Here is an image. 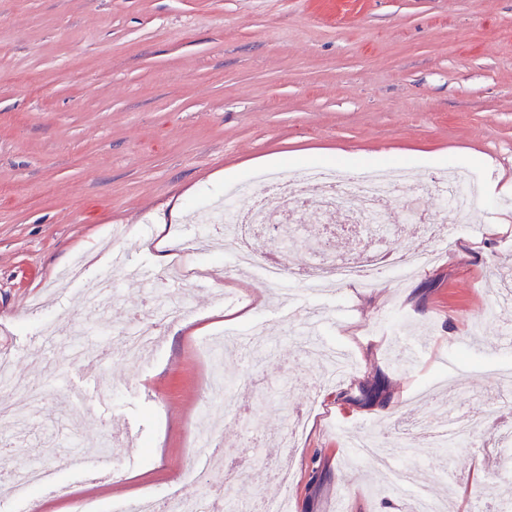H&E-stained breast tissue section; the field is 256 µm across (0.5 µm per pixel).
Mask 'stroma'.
<instances>
[{
	"mask_svg": "<svg viewBox=\"0 0 512 512\" xmlns=\"http://www.w3.org/2000/svg\"><path fill=\"white\" fill-rule=\"evenodd\" d=\"M332 158L395 160L416 181L450 169L472 178L477 199L454 239L399 225L386 245L428 261L409 277L385 272L367 288L307 295L288 287L305 315L335 308L319 343L345 349L351 370L311 410L320 362L306 358L288 302L257 273L227 275L232 257L208 247L218 206L248 183L262 193L283 166ZM304 234L330 239L327 253L289 252V270L353 255L354 228L327 210ZM167 237L186 279L171 285L155 248ZM134 279L118 284L100 320L84 325L92 349L142 313L154 296L183 298L186 325L162 324L140 362L113 359L95 372L36 349L45 321L65 326L81 309L82 282H60L75 257L89 277L109 273L114 251ZM512 266V0H0V359L40 392L27 427L6 433L0 472L35 462L54 489L0 512H68L71 498L112 512L139 496H282L291 512H405L409 492L379 485L354 458L358 437H407L394 420H432L461 401L472 415L512 400L511 368L496 344L512 314H489L495 267ZM229 311L241 318L227 322ZM265 325L269 356H224L233 399L204 403L207 348L218 334ZM425 350L406 363L402 337ZM112 380L120 392L101 395ZM219 423L220 463L176 482L194 451L199 414ZM307 424L282 453L287 423ZM134 442L119 439L125 426ZM430 494L438 479L473 486L478 471L511 452L494 441L445 451L418 439ZM102 453L112 476L96 481L66 465ZM288 468L290 480L273 479Z\"/></svg>",
	"mask_w": 512,
	"mask_h": 512,
	"instance_id": "stroma-1",
	"label": "stroma"
}]
</instances>
